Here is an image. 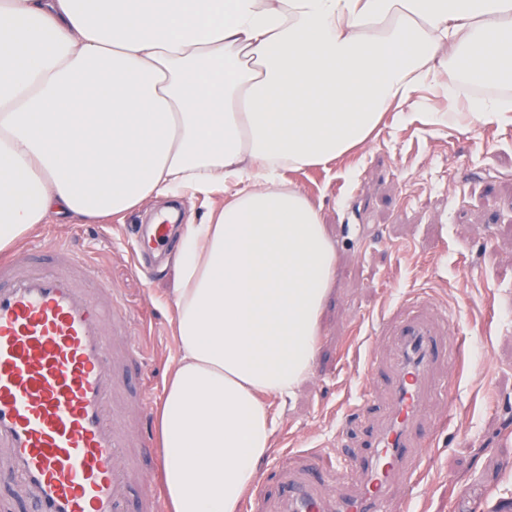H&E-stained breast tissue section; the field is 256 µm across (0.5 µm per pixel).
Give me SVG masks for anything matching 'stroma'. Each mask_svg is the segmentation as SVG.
<instances>
[{
    "instance_id": "obj_1",
    "label": "stroma",
    "mask_w": 512,
    "mask_h": 512,
    "mask_svg": "<svg viewBox=\"0 0 512 512\" xmlns=\"http://www.w3.org/2000/svg\"><path fill=\"white\" fill-rule=\"evenodd\" d=\"M285 177L321 204L337 273L310 377L288 405L270 403L273 448L259 466L267 492L249 512H281L277 484L301 472V451L338 445L343 412L369 386L367 350L391 345L374 335L381 316L413 296L455 311L465 367L450 377L457 411L431 405L417 428L434 441L431 470L414 493L394 486L389 507L410 497L418 512H498L512 502V125L404 124L389 114L365 146ZM158 210L149 201L121 221H51L32 240L66 241L99 264L125 300L128 339L145 351V375L124 383L148 380L159 398L179 355L175 273L134 264L138 228Z\"/></svg>"
}]
</instances>
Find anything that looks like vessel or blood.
Wrapping results in <instances>:
<instances>
[{"instance_id": "obj_1", "label": "vessel or blood", "mask_w": 512, "mask_h": 512, "mask_svg": "<svg viewBox=\"0 0 512 512\" xmlns=\"http://www.w3.org/2000/svg\"><path fill=\"white\" fill-rule=\"evenodd\" d=\"M94 277V263L63 243L0 259V484L34 512H163L154 493L130 506L136 458L152 443L145 432L124 434L113 418L112 348L123 339L125 309L114 294L99 301L88 287ZM379 333L398 346L383 422L351 465L306 451L308 475L281 485L285 512H388L394 484L412 489L422 479L430 450L414 438L418 418L431 399L451 394L445 384L428 387L427 371L440 357L458 367L461 349L440 307L427 318L401 303ZM329 475L356 487L326 497L317 479Z\"/></svg>"}]
</instances>
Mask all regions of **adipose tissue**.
<instances>
[{"label": "adipose tissue", "mask_w": 512, "mask_h": 512, "mask_svg": "<svg viewBox=\"0 0 512 512\" xmlns=\"http://www.w3.org/2000/svg\"><path fill=\"white\" fill-rule=\"evenodd\" d=\"M512 0H0V251L49 219L224 194L169 222L179 356L158 412L171 512H238L269 453L267 398L313 368L336 247L284 171L365 143L430 87L511 125ZM169 205L175 208L179 213V220L177 224H186L188 219H192L197 223L206 211V203L201 197L190 198L188 196H184L178 199H173Z\"/></svg>", "instance_id": "ef3b65f1"}]
</instances>
